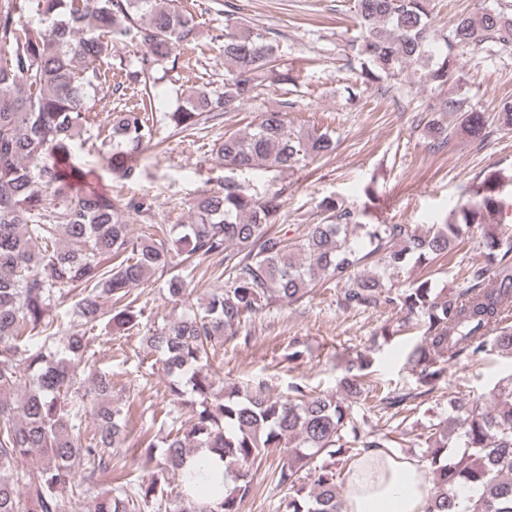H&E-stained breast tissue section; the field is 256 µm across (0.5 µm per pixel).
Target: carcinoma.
I'll use <instances>...</instances> for the list:
<instances>
[{
	"label": "carcinoma",
	"mask_w": 512,
	"mask_h": 512,
	"mask_svg": "<svg viewBox=\"0 0 512 512\" xmlns=\"http://www.w3.org/2000/svg\"><path fill=\"white\" fill-rule=\"evenodd\" d=\"M33 9L43 25L31 20ZM353 9L351 51L365 84L418 66L423 83L439 88L459 80V49L512 48L506 6L461 15L446 34L436 28L432 0H354ZM237 14L236 4L225 5L224 83L184 96L166 115L174 132L192 135L235 103L258 98L265 82L294 81L277 41ZM126 39L144 48L126 75L145 86L178 67L196 23L177 0H0V512H82L100 484L111 489L93 494V512H143L171 495L174 512H239L255 465L274 449L286 451L271 472L284 512H340L336 463L357 447L364 453L395 443L388 432L366 431L369 418L416 409L463 358L512 353L511 234L498 226L484 233L485 263L466 268L465 288L444 291L425 275L399 279L440 259L454 264L471 225L498 212L506 180L491 172L474 181L444 222L421 231L375 222L369 188L359 209L324 199L320 222L291 242L277 229L282 190L261 193L235 175L300 169L335 146L327 132L292 128L286 110H264L251 131L224 132L217 154L230 176L193 201L188 223L153 224L133 238L128 218L152 217L155 201L95 188L97 171L78 154L87 147L112 174L131 179L142 153L157 144V121L143 104L112 112L104 137L97 125L100 104L124 90L102 64L113 41ZM439 112L423 125L437 151L457 136L482 145L493 131L512 130L510 98L487 112L449 97ZM214 259L227 287L212 289L195 310L201 265ZM156 273L185 311L142 336L167 378L170 407L160 415L167 433L137 442L144 473L129 483L112 478V461L126 447L135 396L120 407L111 373H95L87 387L77 368L87 333L139 328L143 312L130 291ZM326 283L344 310H397L399 321L380 328L385 342L417 333L407 357L414 390L374 384L359 372L343 379L340 394L296 384L273 395L263 380L226 382L212 368L224 337ZM355 400L366 404L365 414L353 410ZM450 407L417 438L433 483L426 512H512V374L484 398L458 392ZM202 448L232 478L221 498L201 496L207 476L189 469ZM471 487L480 494L463 496Z\"/></svg>",
	"instance_id": "cac0c4a2"
}]
</instances>
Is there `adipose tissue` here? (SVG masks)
Wrapping results in <instances>:
<instances>
[{"mask_svg":"<svg viewBox=\"0 0 512 512\" xmlns=\"http://www.w3.org/2000/svg\"><path fill=\"white\" fill-rule=\"evenodd\" d=\"M431 489L422 462L372 449L346 471L342 512H425Z\"/></svg>","mask_w":512,"mask_h":512,"instance_id":"obj_1","label":"adipose tissue"}]
</instances>
